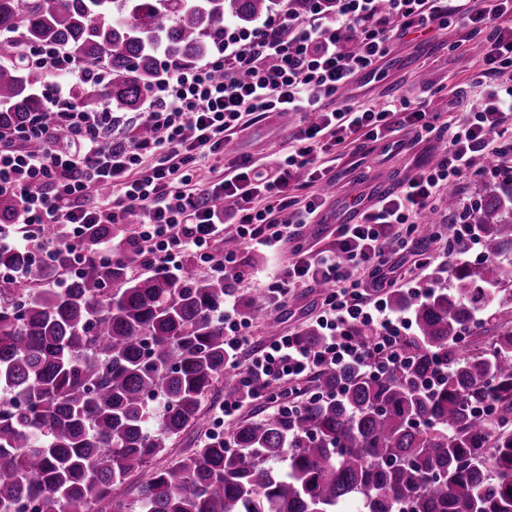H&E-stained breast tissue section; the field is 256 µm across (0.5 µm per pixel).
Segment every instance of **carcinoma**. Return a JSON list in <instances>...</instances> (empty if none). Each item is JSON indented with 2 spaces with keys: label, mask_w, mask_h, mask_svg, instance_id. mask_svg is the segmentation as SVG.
<instances>
[{
  "label": "carcinoma",
  "mask_w": 512,
  "mask_h": 512,
  "mask_svg": "<svg viewBox=\"0 0 512 512\" xmlns=\"http://www.w3.org/2000/svg\"><path fill=\"white\" fill-rule=\"evenodd\" d=\"M272 0H0V32L18 50L0 65V122L46 111L50 76L28 50L59 46L105 76L81 86L80 107L137 112L175 66L213 53L229 20L247 28ZM492 259L459 258L448 286L424 297L397 289L388 307L408 312L405 366L369 375L352 364L314 377L321 400L206 436L175 465L148 469L172 440L207 421L202 402L219 381L245 401L242 363L224 336L231 282L192 260L173 277L136 274L145 252L126 240L96 257L112 228L80 241L70 273L27 250L0 252L23 270L0 281V512H128L114 487L142 474L135 512H512V183L485 192L474 215ZM491 313L493 334L465 350L459 338Z\"/></svg>",
  "instance_id": "1"
}]
</instances>
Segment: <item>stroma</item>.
<instances>
[{
    "label": "stroma",
    "mask_w": 512,
    "mask_h": 512,
    "mask_svg": "<svg viewBox=\"0 0 512 512\" xmlns=\"http://www.w3.org/2000/svg\"><path fill=\"white\" fill-rule=\"evenodd\" d=\"M482 48V36L471 34L458 20L443 30L431 31L418 38L406 37L395 42L390 54L381 62V78L360 80L354 85L352 94L358 103L376 107L392 98L417 94L427 101L429 111L447 114L457 123L464 122L469 117L466 103L453 99L452 92L455 88L469 86L480 72ZM292 122V117L287 115L251 120L232 136L227 155L216 157V167H223L230 155L248 153L259 160L278 150L287 139ZM443 145V140L433 138L389 157L384 156L378 143L337 147L335 182H307L301 188L302 194L326 199L324 221L305 228L303 245L316 252L331 248L336 242L338 209L354 197L370 195L381 179L388 180L392 189H399L405 176L432 161ZM469 220L468 212H452L445 203H438L434 214L436 239L422 242L416 252L391 254L396 275L419 278L425 288L432 282L447 280L448 226ZM323 295L320 288H295L274 315L263 311L250 314L256 345L271 341L273 334L267 330V320L271 317L277 319V332L282 334L296 335L315 326L322 310Z\"/></svg>",
    "instance_id": "1"
}]
</instances>
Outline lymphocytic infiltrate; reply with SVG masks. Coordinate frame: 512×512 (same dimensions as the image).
I'll return each mask as SVG.
<instances>
[{"instance_id": "1", "label": "lymphocytic infiltrate", "mask_w": 512, "mask_h": 512, "mask_svg": "<svg viewBox=\"0 0 512 512\" xmlns=\"http://www.w3.org/2000/svg\"><path fill=\"white\" fill-rule=\"evenodd\" d=\"M295 3L277 0L254 28H225L208 60L172 70L130 117L75 105L76 86L89 73L104 75L102 65L76 61L60 48L35 49L31 58L55 78L40 91L46 109L24 125L0 126V203L11 204L0 213V251L32 248L49 264L65 247L76 269L85 260L76 243L98 226L124 223L133 210L140 216L134 243L152 254L156 268L175 274L190 256L211 274L242 282L237 253L216 247L228 224L251 247L275 255L290 247L287 266L264 285L267 307L277 308L291 289L328 286L317 318L320 348L289 335L254 347L248 323L234 305L224 307L228 346L247 356L240 387L278 411L294 405V383L322 366L350 362L378 374L401 365L410 323L372 294L397 284L389 254L415 248L420 217L435 209L444 187L477 173L482 157H493L497 174L512 181V0H305L300 9ZM454 17L484 37L482 90L465 123L442 119L418 97L378 109L336 103L355 75L377 72L394 40L447 28ZM272 112L297 114L299 122L265 169L241 155L222 178L202 179L209 158L245 117ZM144 124L158 138H140ZM434 136L447 139L435 165L364 208L357 223L337 225L332 249L302 245L322 203L315 196L295 203L300 169L327 180L332 168L322 156L347 141L401 149ZM49 227L54 243L44 248ZM356 326L374 327L373 342H359Z\"/></svg>"}]
</instances>
